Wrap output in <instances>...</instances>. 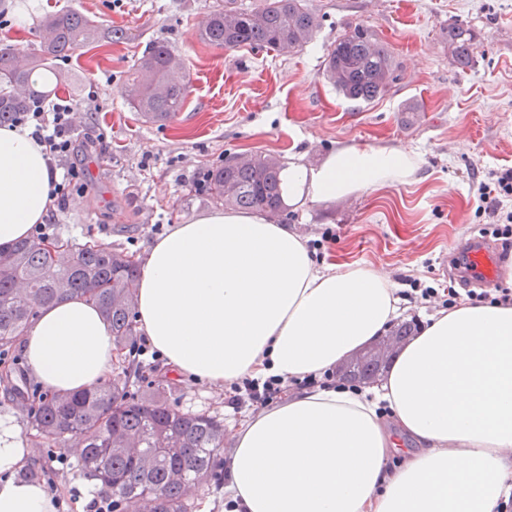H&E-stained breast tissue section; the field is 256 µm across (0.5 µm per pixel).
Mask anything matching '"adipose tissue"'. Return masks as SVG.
Returning <instances> with one entry per match:
<instances>
[{
	"mask_svg": "<svg viewBox=\"0 0 512 512\" xmlns=\"http://www.w3.org/2000/svg\"><path fill=\"white\" fill-rule=\"evenodd\" d=\"M409 149L343 147L283 171L289 201L333 202L415 181ZM51 175L26 129L0 128V247L30 239ZM385 277L317 264L275 219L211 210L154 241L137 282V320L175 375L214 386L242 377L322 376L377 341L400 314ZM51 392L102 383L120 353L100 311L70 297L21 338ZM227 461L244 512H499L512 495V302L430 315L374 385L293 391L246 417ZM26 450L0 418V512H56L18 478Z\"/></svg>",
	"mask_w": 512,
	"mask_h": 512,
	"instance_id": "1",
	"label": "adipose tissue"
}]
</instances>
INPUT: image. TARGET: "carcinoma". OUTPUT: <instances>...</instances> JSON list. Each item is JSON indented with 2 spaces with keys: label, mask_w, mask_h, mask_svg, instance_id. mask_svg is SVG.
Segmentation results:
<instances>
[{
  "label": "carcinoma",
  "mask_w": 512,
  "mask_h": 512,
  "mask_svg": "<svg viewBox=\"0 0 512 512\" xmlns=\"http://www.w3.org/2000/svg\"><path fill=\"white\" fill-rule=\"evenodd\" d=\"M42 53L24 56L0 48V124L33 102L48 97L64 82L53 62L101 37L119 42L122 29L106 32L86 15L64 10L42 23ZM318 28L303 0H260L241 9L236 0H222L211 12L203 39L219 48L243 46L279 55L301 50ZM448 41L457 61L466 65L478 35L469 27H448ZM324 75L344 98L371 103L398 77V64L373 31L356 25L336 40L324 64ZM132 107L158 121L175 118L183 109L188 80L182 60L164 41H155L127 77ZM265 158H252L204 172L195 189L226 207L285 212L281 173ZM61 243L69 255L53 259L47 244ZM140 268L128 254L104 243L59 237L24 240L0 249V347L13 343L34 324L41 309L80 295L99 308L112 327L121 350L137 335L133 322ZM390 348L380 345L350 362L345 375L358 382L374 378L382 365L411 336L400 326ZM32 427L52 447L73 436L84 448L78 467L89 472L115 499L122 512H190L185 489L210 476L214 455L224 445V424L212 416L170 408L159 396L127 399V380L115 375L91 391L73 395L46 394L32 416Z\"/></svg>",
  "instance_id": "obj_1"
}]
</instances>
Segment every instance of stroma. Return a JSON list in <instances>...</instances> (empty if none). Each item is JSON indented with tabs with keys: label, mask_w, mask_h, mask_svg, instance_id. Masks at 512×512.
<instances>
[{
	"label": "stroma",
	"mask_w": 512,
	"mask_h": 512,
	"mask_svg": "<svg viewBox=\"0 0 512 512\" xmlns=\"http://www.w3.org/2000/svg\"><path fill=\"white\" fill-rule=\"evenodd\" d=\"M218 2L38 0L31 7L6 0L11 24L0 29V46L38 52L44 14L65 9L132 34L80 48L57 64L69 77L61 95L76 105L78 125L104 133L108 152L86 158L90 190L70 195L54 234L98 240L139 258L156 239L153 225L213 210L190 186L199 171L226 157L247 153L314 166L344 146L406 148L420 157L418 182L298 203L278 221L307 238L317 260L373 269L399 289L415 279L464 291L452 280V258L486 229L475 213L474 178L512 167V0H307L319 27L291 55L208 45L201 31ZM28 8L29 27L17 29L13 19ZM358 24L370 27L401 65L399 80L370 104L346 100L322 76L337 38ZM453 24L480 35L469 65L448 49ZM155 40L168 42L189 79L184 110L162 124L135 111L126 92L128 71ZM124 365L131 396L162 381L174 409L235 424L243 419L225 407L223 388L170 376L162 363L138 365L129 355ZM4 371L13 385L0 384V417L11 418L24 441L25 468L44 469L41 482L58 498V512H87L103 494L100 483L77 470L69 443L37 447L30 428L35 404L15 398L42 388L19 344L0 356Z\"/></svg>",
	"instance_id": "obj_1"
}]
</instances>
